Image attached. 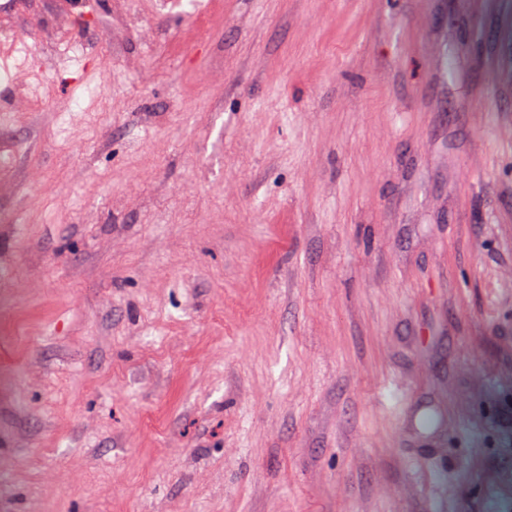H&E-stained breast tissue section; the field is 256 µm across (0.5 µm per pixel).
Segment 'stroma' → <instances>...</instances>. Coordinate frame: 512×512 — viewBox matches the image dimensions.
<instances>
[{
    "mask_svg": "<svg viewBox=\"0 0 512 512\" xmlns=\"http://www.w3.org/2000/svg\"><path fill=\"white\" fill-rule=\"evenodd\" d=\"M2 113L0 512H512V0H0Z\"/></svg>",
    "mask_w": 512,
    "mask_h": 512,
    "instance_id": "35a3bbf8",
    "label": "stroma"
}]
</instances>
